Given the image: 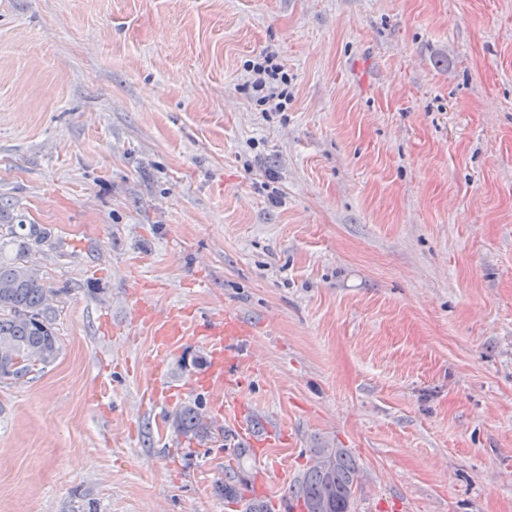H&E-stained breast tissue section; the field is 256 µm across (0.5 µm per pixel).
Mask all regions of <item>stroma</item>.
<instances>
[{"mask_svg": "<svg viewBox=\"0 0 512 512\" xmlns=\"http://www.w3.org/2000/svg\"><path fill=\"white\" fill-rule=\"evenodd\" d=\"M0 224L66 291L0 382V512H237V467L283 512L323 446L357 512H512V0H0ZM171 309L242 321L287 440L176 436L225 398L205 345L156 360ZM272 51H263L256 58L258 61L248 63V77L245 82L252 98L264 108L263 112H283L286 108L288 94L282 85L288 84V77L278 63ZM172 427L189 444H207L214 434V425L208 420L200 400L176 410L172 415ZM246 486L245 474L242 470L225 472L224 480H218L214 484L215 493L230 503L242 502L244 512H271L265 500L257 497L243 499V491Z\"/></svg>", "mask_w": 512, "mask_h": 512, "instance_id": "obj_1", "label": "stroma"}]
</instances>
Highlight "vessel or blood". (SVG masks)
<instances>
[{
	"label": "vessel or blood",
	"instance_id": "obj_1",
	"mask_svg": "<svg viewBox=\"0 0 512 512\" xmlns=\"http://www.w3.org/2000/svg\"><path fill=\"white\" fill-rule=\"evenodd\" d=\"M156 356L167 355L179 342L195 339L209 344L208 382L223 386L227 399L237 397L235 382L245 358L238 350L240 323L230 317L192 320L175 314L158 317L150 326Z\"/></svg>",
	"mask_w": 512,
	"mask_h": 512
}]
</instances>
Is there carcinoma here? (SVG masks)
<instances>
[{"mask_svg": "<svg viewBox=\"0 0 512 512\" xmlns=\"http://www.w3.org/2000/svg\"><path fill=\"white\" fill-rule=\"evenodd\" d=\"M0 234L17 245L14 258L0 259V381L19 380L53 364L59 356L54 327L55 302L60 290L47 286L44 272L27 259L30 241L46 232L38 224H0ZM172 427L186 442L203 445L212 439L214 425L203 403L197 401L172 415ZM361 473L344 448H315L302 479L290 488L288 499L301 512H353ZM243 471L224 473L215 493L230 503H242L243 512H271L266 501L243 498Z\"/></svg>", "mask_w": 512, "mask_h": 512, "instance_id": "1", "label": "carcinoma"}]
</instances>
